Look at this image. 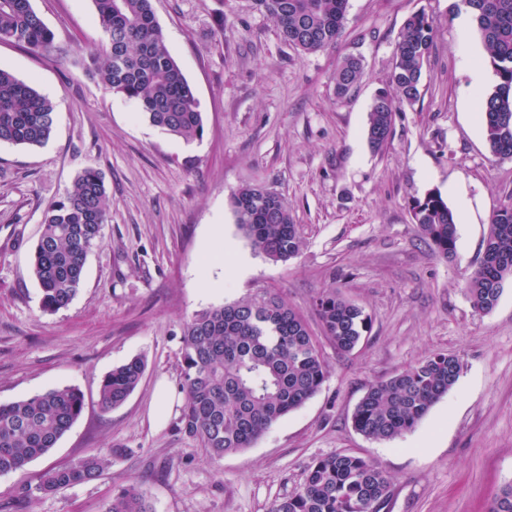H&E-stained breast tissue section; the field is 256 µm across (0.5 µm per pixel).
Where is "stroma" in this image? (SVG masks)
Listing matches in <instances>:
<instances>
[{
	"label": "stroma",
	"mask_w": 512,
	"mask_h": 512,
	"mask_svg": "<svg viewBox=\"0 0 512 512\" xmlns=\"http://www.w3.org/2000/svg\"><path fill=\"white\" fill-rule=\"evenodd\" d=\"M31 4L54 43L40 55L0 43V67L48 96L56 121L43 147L0 144V403L75 386L85 408L48 455L0 474V512H12L24 488V512H100L131 480L154 512H269L315 459L336 452L386 472L385 512H486L512 482V281L487 314L465 288L493 213L512 202V159L486 142L480 100L498 77L490 67L483 82L472 78V60L487 54L461 0H348L339 39L309 54L251 0H152L204 118L202 138L190 143L99 81L90 54L106 36L92 0ZM419 12L436 28L420 96L401 105L390 143L375 153L368 113L391 90L396 41ZM349 56L362 59L364 74L340 97L333 74ZM89 166L102 172L112 205L80 292L49 313L32 248L46 207ZM248 184L288 200L303 236L298 256L269 260L239 230L231 196ZM431 190L458 216L450 259L421 240L412 218L413 199ZM217 228L249 271L215 268L207 288L196 271ZM326 288L370 319L352 353H336L323 336L314 300ZM266 290L317 336L326 379L251 447L208 456L177 428L182 327L197 311ZM438 352L458 356L462 370L413 430L379 441L354 429L371 385ZM136 356L146 362L140 385L101 411L102 378ZM108 450L97 480L37 492L47 468Z\"/></svg>",
	"instance_id": "obj_1"
}]
</instances>
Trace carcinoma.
Masks as SVG:
<instances>
[{"instance_id":"1","label":"carcinoma","mask_w":512,"mask_h":512,"mask_svg":"<svg viewBox=\"0 0 512 512\" xmlns=\"http://www.w3.org/2000/svg\"><path fill=\"white\" fill-rule=\"evenodd\" d=\"M348 0H254L279 26L284 39L302 53L336 43ZM471 13L499 83L481 101L491 153L512 158V0H462ZM107 45L90 58L101 83L138 103L148 122L186 142L203 136L195 91L172 57L151 0H93ZM435 27L425 14L408 18L395 44L391 83L379 92L368 114L371 149L387 148L400 104L419 96L422 69L433 46ZM55 39L31 0H0V42L32 54ZM359 59L342 61L334 74L336 93L345 95L362 78ZM52 101L32 85L0 68V142L41 147L53 131ZM238 228L252 247L272 261L299 254L303 239L288 201L263 186L245 185L232 196ZM110 209L102 173L88 167L73 189L44 211L34 246L32 276L46 312L65 309L83 279L87 256L101 237ZM422 240L438 255H454L457 222L437 191L412 203ZM512 280V202L493 215L483 257L466 282L474 309L491 312L506 281ZM315 308L325 337L339 354L352 352L368 317L334 288L323 291ZM182 390L185 403L178 429L198 440L213 457L250 447L267 429L301 407L321 388L326 360L306 321L280 296L264 291L197 312L182 328ZM457 356L435 353L377 382L357 405L352 423L369 439L393 440L411 431L455 385ZM145 373L139 357L127 360L102 380L98 404L122 405ZM84 395L75 387L51 389L0 403V474L18 471L44 457L81 415ZM112 450L47 469L37 490L45 495L98 479ZM391 495L385 472L374 463L339 452L316 459L294 494L270 512H382ZM101 512H153L137 484L123 486ZM488 512H512V483L498 490Z\"/></svg>"}]
</instances>
